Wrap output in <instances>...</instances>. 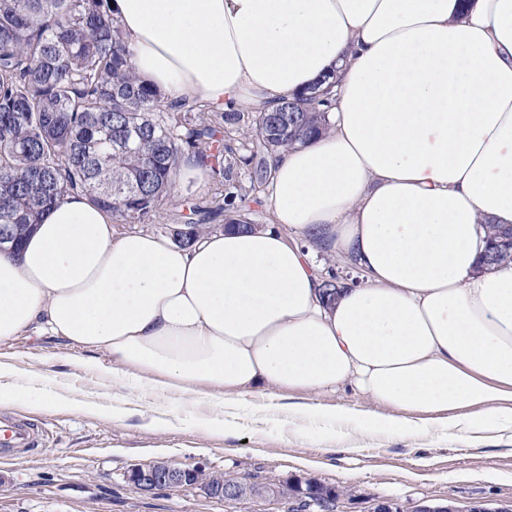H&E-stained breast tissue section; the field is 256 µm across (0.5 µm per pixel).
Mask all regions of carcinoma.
I'll use <instances>...</instances> for the list:
<instances>
[{
  "label": "carcinoma",
  "mask_w": 512,
  "mask_h": 512,
  "mask_svg": "<svg viewBox=\"0 0 512 512\" xmlns=\"http://www.w3.org/2000/svg\"><path fill=\"white\" fill-rule=\"evenodd\" d=\"M331 100L329 91L299 94L264 111L169 102L132 70L109 0H0V235L19 247L48 207L78 190L124 223L143 224L170 196L186 152L224 190L184 197L199 221L182 224L177 243L191 246L206 221L249 226L241 212L261 204L270 158L318 134ZM485 228L483 257L511 259L499 248L504 230ZM276 488L287 498L337 497L311 481Z\"/></svg>",
  "instance_id": "1"
}]
</instances>
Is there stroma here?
I'll use <instances>...</instances> for the list:
<instances>
[{
    "mask_svg": "<svg viewBox=\"0 0 512 512\" xmlns=\"http://www.w3.org/2000/svg\"><path fill=\"white\" fill-rule=\"evenodd\" d=\"M220 190L210 175L180 173L166 204L142 231L172 236L185 194L208 199ZM4 357L12 359L19 380L35 375L49 389L106 407L121 398L134 414L115 421L69 409L0 408V418L37 421L44 438L42 453L0 461V512H287L283 500L227 504L196 485L140 493L128 476L154 461L201 466L246 483L313 480L336 490V512H370L382 498L407 506L512 500V439L506 437L477 445L431 427L364 437L358 452L341 454L326 450L322 426L284 413L241 419L234 434L194 427V420L211 414L209 403L146 395L94 370V363L107 362L105 353L62 339L22 334L0 343ZM159 411L173 414L172 423L152 425Z\"/></svg>",
    "mask_w": 512,
    "mask_h": 512,
    "instance_id": "1",
    "label": "stroma"
}]
</instances>
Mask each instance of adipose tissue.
<instances>
[{
    "mask_svg": "<svg viewBox=\"0 0 512 512\" xmlns=\"http://www.w3.org/2000/svg\"><path fill=\"white\" fill-rule=\"evenodd\" d=\"M135 74L169 100L260 109L335 74L328 127L279 152L267 225L183 247L116 232L75 191L0 253V342L56 336L105 352L157 396L206 400L237 427L246 398L353 388L389 414L290 403L329 440L512 433V262L481 266L512 226V0H113ZM360 283L322 298L313 250ZM0 405L103 407L14 384ZM485 228H486L488 236L486 238L487 245H486L485 252L483 254V260L485 261V259L489 255V253L495 251V249H498L497 250L498 252H497L496 260L494 262H496L498 260L503 261V260L511 259L512 258L511 246H509L508 249H505V248L500 249V247H499L500 239L502 240L504 238L503 237L504 230L496 224L485 225ZM314 252L316 254V260L318 262L323 263L326 268L327 276L329 273L336 272L342 278L338 282L344 283H353L352 281H357L360 283L362 280L361 271L348 262H341L339 260H335V258L330 257L327 253L318 248H314Z\"/></svg>",
    "mask_w": 512,
    "mask_h": 512,
    "instance_id": "adipose-tissue-1",
    "label": "adipose tissue"
}]
</instances>
